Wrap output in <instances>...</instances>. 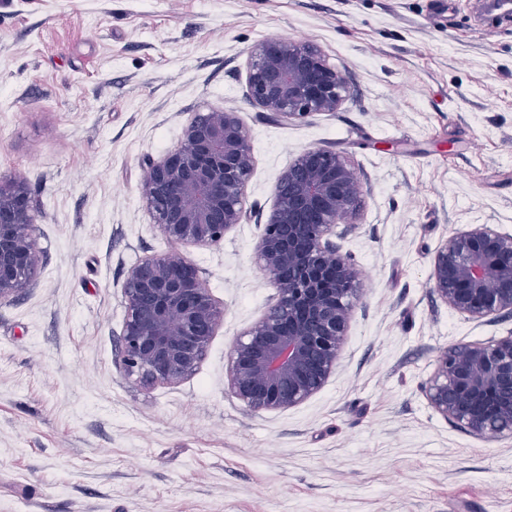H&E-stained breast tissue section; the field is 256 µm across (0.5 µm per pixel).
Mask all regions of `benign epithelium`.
<instances>
[{
	"label": "benign epithelium",
	"instance_id": "1",
	"mask_svg": "<svg viewBox=\"0 0 512 512\" xmlns=\"http://www.w3.org/2000/svg\"><path fill=\"white\" fill-rule=\"evenodd\" d=\"M246 83L254 106L287 123L334 112L349 92L346 76L318 47L281 37L251 47ZM254 164L238 113L196 112L178 145L148 161L142 198L169 239L217 246L242 223ZM274 194L255 260L278 299L237 337L227 365L228 388L255 412L286 411L324 387L360 292L358 270L331 240L362 202L346 158L308 148L278 177ZM33 220L23 186L0 179V300L39 269ZM430 288L474 320L512 316V235L486 224L452 235L434 255ZM123 293L125 373L147 384L192 374L224 317L199 269L179 249L148 256L129 271ZM425 393L437 412L475 436L512 435V335L442 351Z\"/></svg>",
	"mask_w": 512,
	"mask_h": 512
}]
</instances>
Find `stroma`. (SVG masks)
Returning <instances> with one entry per match:
<instances>
[{
	"label": "stroma",
	"instance_id": "stroma-1",
	"mask_svg": "<svg viewBox=\"0 0 512 512\" xmlns=\"http://www.w3.org/2000/svg\"><path fill=\"white\" fill-rule=\"evenodd\" d=\"M271 36L346 73L337 111L251 104L248 51ZM212 107L255 157L243 223L184 249L224 321L192 375L147 385L120 346L129 270L173 247L146 164ZM310 147L356 172L364 204L335 242L361 292L325 386L255 412L228 355L276 300L255 245ZM1 176L30 196L41 265L0 300V512H512V435L473 436L424 392L448 346L512 335L429 287L456 232L512 235L511 20L480 0H0Z\"/></svg>",
	"mask_w": 512,
	"mask_h": 512
}]
</instances>
